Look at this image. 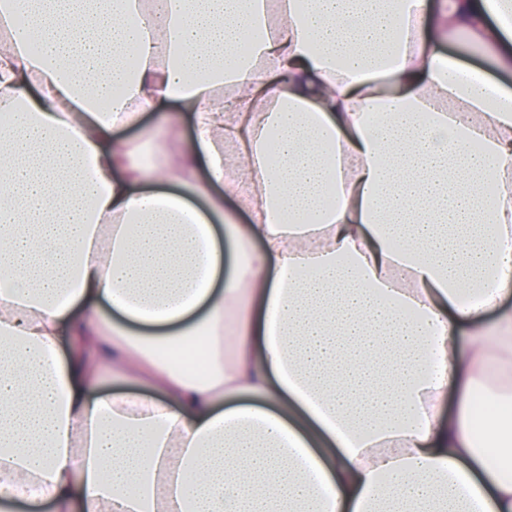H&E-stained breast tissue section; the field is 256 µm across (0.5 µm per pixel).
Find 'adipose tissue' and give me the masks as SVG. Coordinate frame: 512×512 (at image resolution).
I'll list each match as a JSON object with an SVG mask.
<instances>
[{
  "instance_id": "obj_1",
  "label": "adipose tissue",
  "mask_w": 512,
  "mask_h": 512,
  "mask_svg": "<svg viewBox=\"0 0 512 512\" xmlns=\"http://www.w3.org/2000/svg\"><path fill=\"white\" fill-rule=\"evenodd\" d=\"M502 3L0 0V501L512 512ZM163 114H180L176 111V105L171 100H163L153 112L146 113L142 125L138 128L121 132V135L129 140H141L144 131L154 125ZM191 135L189 119L181 117L180 122L167 140L166 151L170 162H177L180 158L184 142Z\"/></svg>"
}]
</instances>
